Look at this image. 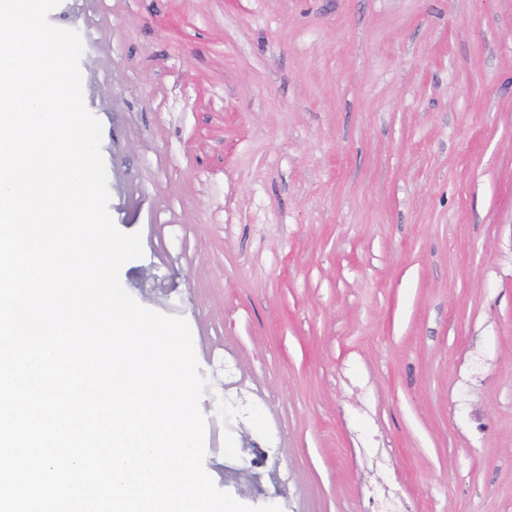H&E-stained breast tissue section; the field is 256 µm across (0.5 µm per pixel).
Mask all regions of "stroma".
I'll return each instance as SVG.
<instances>
[{
	"label": "stroma",
	"instance_id": "stroma-1",
	"mask_svg": "<svg viewBox=\"0 0 512 512\" xmlns=\"http://www.w3.org/2000/svg\"><path fill=\"white\" fill-rule=\"evenodd\" d=\"M120 270L187 321L204 467L281 512H512V0H61ZM234 360L252 411L213 402ZM275 434L267 465L253 439Z\"/></svg>",
	"mask_w": 512,
	"mask_h": 512
}]
</instances>
